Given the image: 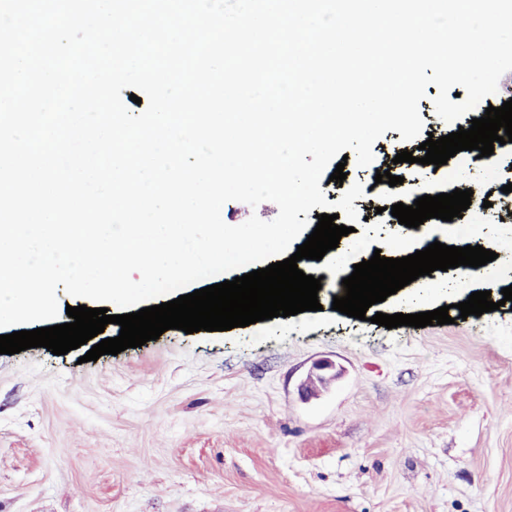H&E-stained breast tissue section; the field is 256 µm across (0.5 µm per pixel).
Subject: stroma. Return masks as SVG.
Wrapping results in <instances>:
<instances>
[{
	"mask_svg": "<svg viewBox=\"0 0 512 512\" xmlns=\"http://www.w3.org/2000/svg\"><path fill=\"white\" fill-rule=\"evenodd\" d=\"M481 169L399 163L417 186L477 188L457 232L437 241L497 250L512 236V144ZM355 199L361 219L343 246L398 258L410 235L389 211ZM483 210L481 220L472 213ZM468 288L450 272L423 297L417 284L376 309L447 307L451 323L386 328L320 310L228 331L159 339L85 361L31 348L0 354V512H512V257ZM489 291L498 310L461 317ZM336 378L318 396L300 386L315 363Z\"/></svg>",
	"mask_w": 512,
	"mask_h": 512,
	"instance_id": "1",
	"label": "stroma"
}]
</instances>
